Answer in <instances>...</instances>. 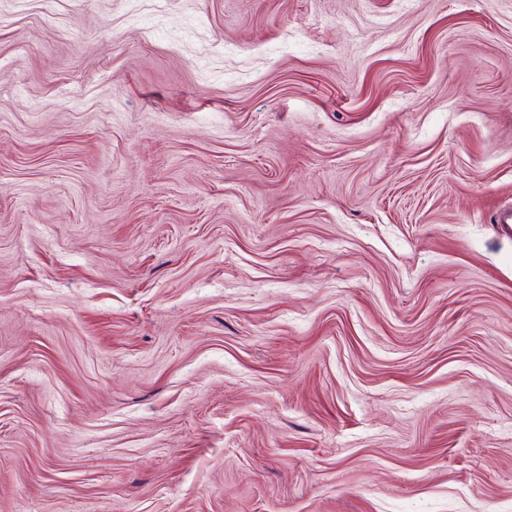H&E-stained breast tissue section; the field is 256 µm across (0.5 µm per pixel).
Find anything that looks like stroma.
<instances>
[{
	"mask_svg": "<svg viewBox=\"0 0 512 512\" xmlns=\"http://www.w3.org/2000/svg\"><path fill=\"white\" fill-rule=\"evenodd\" d=\"M512 0H0V512H512Z\"/></svg>",
	"mask_w": 512,
	"mask_h": 512,
	"instance_id": "1",
	"label": "stroma"
}]
</instances>
